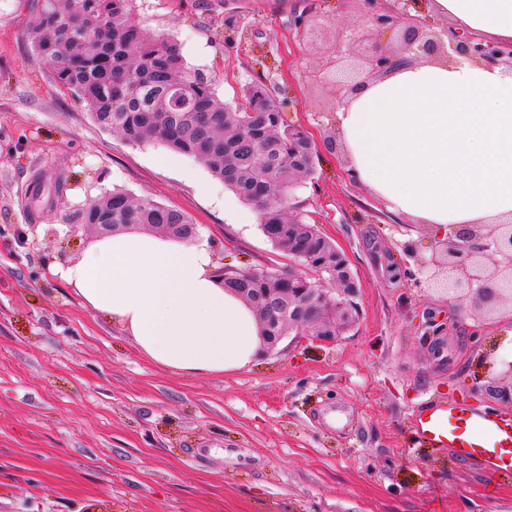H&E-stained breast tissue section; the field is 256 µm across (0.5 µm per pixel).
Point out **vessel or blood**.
Returning <instances> with one entry per match:
<instances>
[{
	"instance_id": "b4317fda",
	"label": "vessel or blood",
	"mask_w": 512,
	"mask_h": 512,
	"mask_svg": "<svg viewBox=\"0 0 512 512\" xmlns=\"http://www.w3.org/2000/svg\"><path fill=\"white\" fill-rule=\"evenodd\" d=\"M414 431L429 447L480 460L490 475L512 472V424L494 415L458 401L435 403L415 419Z\"/></svg>"
}]
</instances>
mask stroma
<instances>
[{"mask_svg":"<svg viewBox=\"0 0 512 512\" xmlns=\"http://www.w3.org/2000/svg\"><path fill=\"white\" fill-rule=\"evenodd\" d=\"M38 2L0 0V512H512L511 473L421 445L413 426L443 400L512 422L483 390L508 380L512 307L484 315L432 290L429 226L391 214L331 147L345 96L319 69L352 41L362 55L396 44L367 29L366 0H248L234 32L207 0H132L224 102L262 82L312 133L298 210L358 281L335 344L291 334L248 367L192 376L50 275L97 240L66 215L116 189L186 214L218 266L289 258L201 162L99 127L52 81L30 37Z\"/></svg>","mask_w":512,"mask_h":512,"instance_id":"35a3bbf8","label":"stroma"}]
</instances>
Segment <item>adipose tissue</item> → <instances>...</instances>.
I'll return each mask as SVG.
<instances>
[{"label":"adipose tissue","mask_w":512,"mask_h":512,"mask_svg":"<svg viewBox=\"0 0 512 512\" xmlns=\"http://www.w3.org/2000/svg\"><path fill=\"white\" fill-rule=\"evenodd\" d=\"M431 8L458 31L512 44V0ZM336 125L351 170L392 214L441 239L512 221L511 68L423 56L364 83ZM58 273L172 373L229 372L257 354L254 311L225 288L207 243L115 235Z\"/></svg>","instance_id":"obj_1"}]
</instances>
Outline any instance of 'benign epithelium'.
I'll return each mask as SVG.
<instances>
[{"mask_svg": "<svg viewBox=\"0 0 512 512\" xmlns=\"http://www.w3.org/2000/svg\"><path fill=\"white\" fill-rule=\"evenodd\" d=\"M366 23L378 35L386 31L397 33L396 48L377 45L366 59L370 77L421 55L502 61L512 66V47L452 31L448 32V41L443 42L426 32L424 19L406 11L374 5ZM155 228L166 235L178 232L184 241H193L199 234L196 224H157ZM434 248L439 255L436 263L448 269L447 278L437 282L436 289L446 293L448 301L468 300L475 308L489 312L503 303L512 304V224H491L484 236L473 229L456 231L448 240H435ZM490 249L500 256V266L494 269L484 267L482 262ZM357 292L346 256L324 241L313 252L301 255L296 266L288 268V327H308L314 340L335 343L352 320L350 298Z\"/></svg>", "mask_w": 512, "mask_h": 512, "instance_id": "1", "label": "benign epithelium"}]
</instances>
